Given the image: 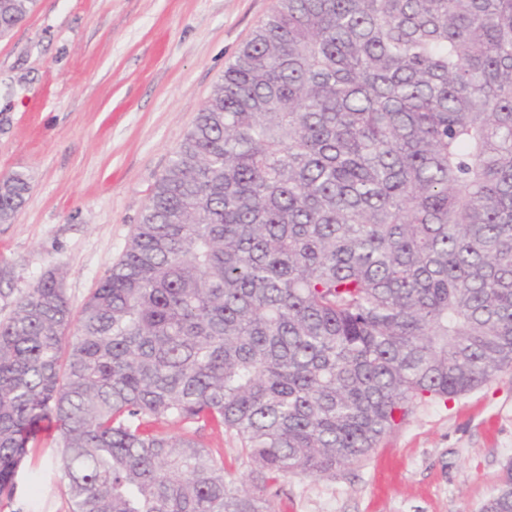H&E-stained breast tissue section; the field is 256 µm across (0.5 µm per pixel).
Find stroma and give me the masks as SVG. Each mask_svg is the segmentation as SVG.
Listing matches in <instances>:
<instances>
[{"mask_svg": "<svg viewBox=\"0 0 512 512\" xmlns=\"http://www.w3.org/2000/svg\"><path fill=\"white\" fill-rule=\"evenodd\" d=\"M276 0H37L0 38V176L31 190L0 224L15 292L59 269L80 310L121 255L156 178ZM35 445L6 512H70ZM512 459V366L428 399L370 456L280 484V512H482Z\"/></svg>", "mask_w": 512, "mask_h": 512, "instance_id": "stroma-1", "label": "stroma"}]
</instances>
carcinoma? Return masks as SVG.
I'll use <instances>...</instances> for the list:
<instances>
[{
	"label": "carcinoma",
	"instance_id": "cac0c4a2",
	"mask_svg": "<svg viewBox=\"0 0 512 512\" xmlns=\"http://www.w3.org/2000/svg\"><path fill=\"white\" fill-rule=\"evenodd\" d=\"M511 364L512 0H276L79 315L53 269L0 320V505L52 428L71 512H278ZM204 439L210 442L212 448H224V461L230 474V477L236 480L247 479L248 469L242 464V461L238 458L237 444L229 436L217 434L207 429L203 432Z\"/></svg>",
	"mask_w": 512,
	"mask_h": 512
}]
</instances>
